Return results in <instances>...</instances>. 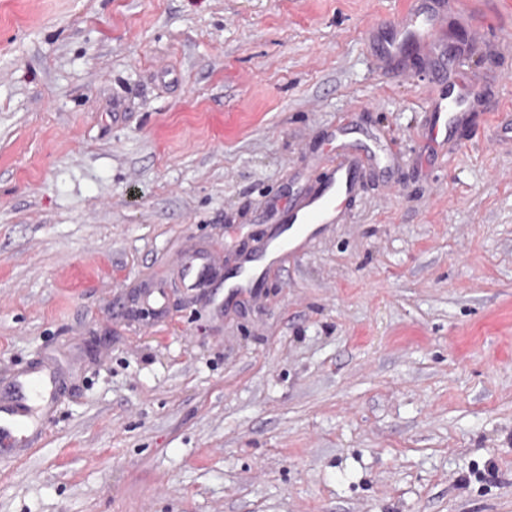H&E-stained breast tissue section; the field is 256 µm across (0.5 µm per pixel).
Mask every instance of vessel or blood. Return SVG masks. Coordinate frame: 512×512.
I'll return each instance as SVG.
<instances>
[{
	"mask_svg": "<svg viewBox=\"0 0 512 512\" xmlns=\"http://www.w3.org/2000/svg\"><path fill=\"white\" fill-rule=\"evenodd\" d=\"M453 14L467 18L464 0H410L404 15L372 28L369 37L382 59L397 69L406 46H418L428 55L438 54L448 18ZM443 79L446 94L431 102L429 132L435 138L447 135L451 127L466 121L476 101L468 76L451 67L444 72ZM364 165L361 154L341 147L314 188L288 200L277 196L265 200L260 206L262 223L294 228L288 249L294 254L300 252L323 225L338 220L341 203L358 189ZM277 259V253L267 249L242 253L239 275L228 279L212 251L189 247L178 257L174 274L179 286L189 291L212 287L221 277L230 295L251 294L260 289L265 273ZM62 385V371L53 362L38 361L14 372L9 383L0 387L1 460L41 443L43 427L54 413Z\"/></svg>",
	"mask_w": 512,
	"mask_h": 512,
	"instance_id": "1",
	"label": "vessel or blood"
}]
</instances>
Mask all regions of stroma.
Returning <instances> with one entry per match:
<instances>
[{"mask_svg": "<svg viewBox=\"0 0 512 512\" xmlns=\"http://www.w3.org/2000/svg\"><path fill=\"white\" fill-rule=\"evenodd\" d=\"M472 3L490 117L424 169L443 63L366 40L408 0H0V379H70L0 512H512V0ZM342 115L397 161L339 223L258 297L128 314L188 238L263 247Z\"/></svg>", "mask_w": 512, "mask_h": 512, "instance_id": "stroma-1", "label": "stroma"}]
</instances>
